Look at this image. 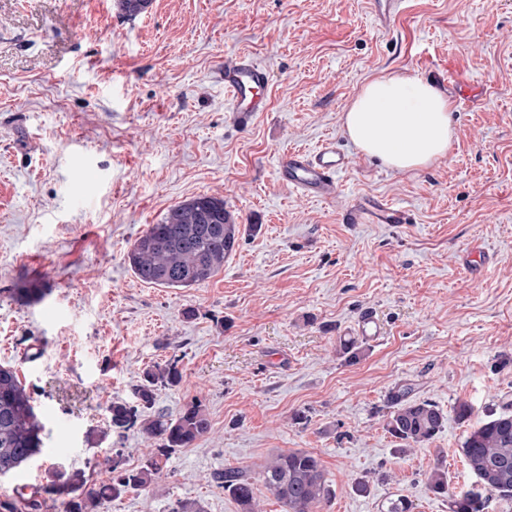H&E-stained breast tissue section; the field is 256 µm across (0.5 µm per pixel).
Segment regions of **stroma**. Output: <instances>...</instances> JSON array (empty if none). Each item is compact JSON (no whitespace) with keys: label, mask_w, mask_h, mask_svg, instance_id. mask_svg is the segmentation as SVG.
Masks as SVG:
<instances>
[{"label":"stroma","mask_w":512,"mask_h":512,"mask_svg":"<svg viewBox=\"0 0 512 512\" xmlns=\"http://www.w3.org/2000/svg\"><path fill=\"white\" fill-rule=\"evenodd\" d=\"M234 52L271 75L268 111L243 126L219 76ZM382 74L445 90L454 137L432 165L390 169L344 134V112ZM325 138L354 156L344 201L383 198L413 223L349 224L280 181L281 149ZM199 195L240 224L236 253L194 288L140 281L131 245ZM476 242L492 259L468 272ZM366 310L382 334L345 362L336 344ZM168 361L183 379L157 388L155 410L199 399L211 430L101 512H239L215 476L289 449L324 468L318 512H385L399 497L450 512L428 487L438 465L449 490L477 488L462 443L512 410V0H409L387 29L370 0H152L132 19L114 0H0V364L45 424L40 454L0 477V502L60 462L93 483L108 478L106 452L138 467L142 433L110 431L107 407ZM405 384L447 419L403 453L386 421Z\"/></svg>","instance_id":"stroma-1"}]
</instances>
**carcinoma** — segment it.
<instances>
[{
    "mask_svg": "<svg viewBox=\"0 0 512 512\" xmlns=\"http://www.w3.org/2000/svg\"><path fill=\"white\" fill-rule=\"evenodd\" d=\"M236 229L224 199L201 195L171 207L160 223L150 225L129 249L128 263L144 283L162 288H193L224 268L226 256L236 243ZM181 381L176 362L157 364L145 370L133 388L134 401L116 399L109 404L112 430L120 433L137 425L150 449L135 469L125 467L119 451L105 457L103 465L111 477L99 484L89 486L78 474L53 473L51 485L62 484L66 495L60 502L62 512H96L129 489L151 485L163 474L173 451L192 446L210 432L208 414L196 399L174 417L163 412L145 414L155 404L156 387H176ZM410 391L409 387L402 388L392 399L387 429L405 446H422L442 429L445 415L431 402L407 400ZM43 431L33 397L17 370L1 364L0 473H12L40 453ZM461 453L483 492L454 495L451 512H485L489 497L512 498L511 412L504 411L473 428ZM258 478L285 512H316L330 495L320 460L305 450L270 455L260 466ZM216 482L237 503L240 512H258L251 476L227 469L216 476ZM428 486L436 494L448 493L447 472L434 468L428 476Z\"/></svg>",
    "mask_w": 512,
    "mask_h": 512,
    "instance_id": "carcinoma-1",
    "label": "carcinoma"
}]
</instances>
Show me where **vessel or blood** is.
<instances>
[{"label": "vessel or blood", "instance_id": "obj_1", "mask_svg": "<svg viewBox=\"0 0 512 512\" xmlns=\"http://www.w3.org/2000/svg\"><path fill=\"white\" fill-rule=\"evenodd\" d=\"M403 0H371L372 13L379 26L386 27L401 12ZM221 79L228 111L244 123L256 112L269 108L270 72L266 65L244 53L225 56ZM353 166V158L336 144L323 140L314 150L282 149L277 156V174L283 183L302 197L338 200L340 179ZM352 224H404L409 220L404 207L375 196H368L346 212Z\"/></svg>", "mask_w": 512, "mask_h": 512}]
</instances>
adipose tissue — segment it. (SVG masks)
<instances>
[{"label": "adipose tissue", "instance_id": "1", "mask_svg": "<svg viewBox=\"0 0 512 512\" xmlns=\"http://www.w3.org/2000/svg\"><path fill=\"white\" fill-rule=\"evenodd\" d=\"M448 100L434 86L405 76L367 81L343 116V129L365 154L397 171L429 166L453 138Z\"/></svg>", "mask_w": 512, "mask_h": 512}]
</instances>
